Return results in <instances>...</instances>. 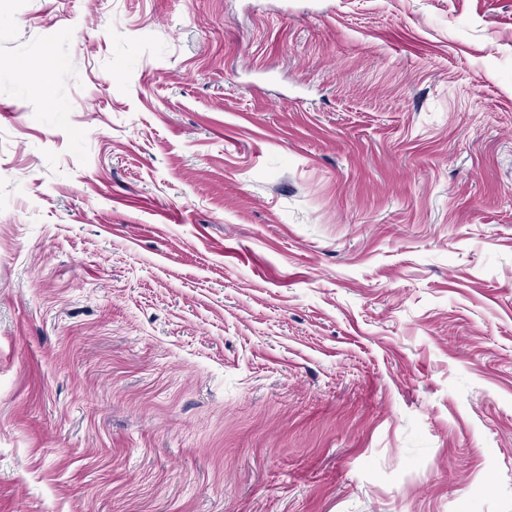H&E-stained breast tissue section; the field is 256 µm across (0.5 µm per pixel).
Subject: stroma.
I'll return each mask as SVG.
<instances>
[{
    "mask_svg": "<svg viewBox=\"0 0 512 512\" xmlns=\"http://www.w3.org/2000/svg\"><path fill=\"white\" fill-rule=\"evenodd\" d=\"M0 512H512V0H0Z\"/></svg>",
    "mask_w": 512,
    "mask_h": 512,
    "instance_id": "35a3bbf8",
    "label": "stroma"
}]
</instances>
